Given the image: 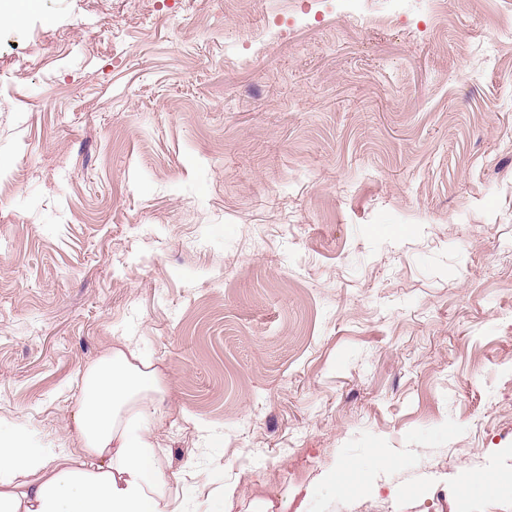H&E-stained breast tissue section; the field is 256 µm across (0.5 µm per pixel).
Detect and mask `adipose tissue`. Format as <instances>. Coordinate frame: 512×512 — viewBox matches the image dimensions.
<instances>
[{
  "mask_svg": "<svg viewBox=\"0 0 512 512\" xmlns=\"http://www.w3.org/2000/svg\"><path fill=\"white\" fill-rule=\"evenodd\" d=\"M165 373L128 337L115 339L81 380L76 447L0 438V512H179L154 433Z\"/></svg>",
  "mask_w": 512,
  "mask_h": 512,
  "instance_id": "1",
  "label": "adipose tissue"
}]
</instances>
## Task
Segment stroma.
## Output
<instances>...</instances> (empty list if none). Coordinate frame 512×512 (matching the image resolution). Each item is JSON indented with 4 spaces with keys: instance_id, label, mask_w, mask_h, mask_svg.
I'll use <instances>...</instances> for the list:
<instances>
[{
    "instance_id": "obj_1",
    "label": "stroma",
    "mask_w": 512,
    "mask_h": 512,
    "mask_svg": "<svg viewBox=\"0 0 512 512\" xmlns=\"http://www.w3.org/2000/svg\"><path fill=\"white\" fill-rule=\"evenodd\" d=\"M120 336L188 512H512V0L0 23V429Z\"/></svg>"
}]
</instances>
